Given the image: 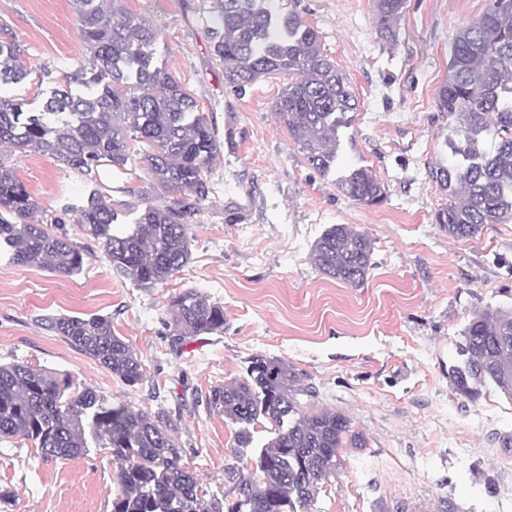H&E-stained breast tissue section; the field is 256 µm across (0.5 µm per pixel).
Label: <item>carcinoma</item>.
I'll return each instance as SVG.
<instances>
[{
    "label": "carcinoma",
    "instance_id": "obj_1",
    "mask_svg": "<svg viewBox=\"0 0 512 512\" xmlns=\"http://www.w3.org/2000/svg\"><path fill=\"white\" fill-rule=\"evenodd\" d=\"M288 11H281L283 2ZM405 0H374L377 33L394 40ZM85 54L68 76L85 95L56 90L42 110L3 95V86L29 75L16 47L0 41V147L37 151L65 168L89 174L100 166L123 167L140 143V164L168 191L185 194L169 204H146L130 230L113 229L118 212L106 189L96 186L76 211V223L99 241L118 274L154 288L191 259V218L208 198L206 173L219 144L196 99L167 70L153 65L158 32L125 0H73ZM213 53L235 92L270 75L288 76L274 104L289 138L309 166L328 174L338 160L339 129L357 111L345 75L324 55L321 35L293 0H212ZM437 107L454 120L447 157L429 168L448 194L436 223L456 239L476 237L488 224L512 223V0H489L486 10L453 40L448 77ZM338 187L367 206L386 188L367 167L347 171ZM37 205L16 170L0 158V248L12 262L52 273L82 269L85 248L59 232L56 219H35ZM373 242L347 224H333L314 242L311 264L352 287L362 286L373 265ZM170 349L224 332V306L197 288L168 300ZM47 327L109 369L123 383L143 382L145 369L132 346L104 318L52 316ZM448 370L452 391L469 401L493 384L512 398V307L477 312ZM288 363L257 355L248 377L211 390L207 404L236 432L233 462L224 465L231 497L207 496L183 459L176 424L163 408L136 409L107 403L95 390L74 385L66 374L19 363L0 364V438L32 443L47 461L108 450L118 490L112 512H313L322 485L336 476L346 448L366 438L336 410L304 413L298 396H309ZM277 426L254 466L239 449L252 444L249 426L259 419Z\"/></svg>",
    "mask_w": 512,
    "mask_h": 512
}]
</instances>
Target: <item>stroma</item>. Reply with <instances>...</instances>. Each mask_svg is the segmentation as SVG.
<instances>
[{"label":"stroma","instance_id":"obj_1","mask_svg":"<svg viewBox=\"0 0 512 512\" xmlns=\"http://www.w3.org/2000/svg\"><path fill=\"white\" fill-rule=\"evenodd\" d=\"M487 0H406L395 41L373 25V0H301L325 55L348 77L358 109L340 130L334 173L304 160L273 105L287 84L266 77L245 93L224 82L213 54L210 0H127L159 37L154 58L181 81L216 130L220 154L211 193L191 219L189 273L154 288L116 275L74 208L95 183L110 187L121 224L162 196L138 157L84 175L30 151L8 156L38 205L88 255L71 276L0 258V364L68 374L108 400L169 410L184 460L203 489H225L237 427L209 410L210 390L246 377L254 356L280 359L313 394L307 410L333 408L363 431L324 484L317 512H512V398L489 389L475 402L454 394L448 369L478 311L512 303V223L458 240L435 222L448 198L429 175L445 157L450 121L436 94L450 45ZM0 40L15 43L31 75L8 85L42 105L84 54L71 0H0ZM372 169L387 197L364 206L338 188V174ZM334 224L374 243L366 283L351 288L317 273L313 242ZM187 288L224 307L222 333L168 345L167 300ZM109 319L145 368L130 387L48 332L42 320ZM115 468L104 449L44 460L37 448L0 441V512H111Z\"/></svg>","mask_w":512,"mask_h":512}]
</instances>
